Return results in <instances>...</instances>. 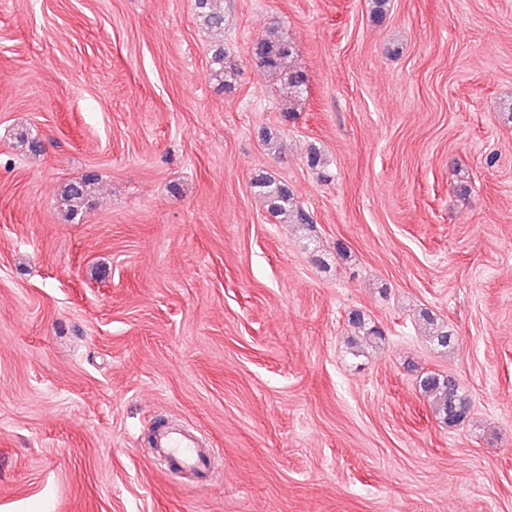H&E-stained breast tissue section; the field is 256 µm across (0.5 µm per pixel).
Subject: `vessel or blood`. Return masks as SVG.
Masks as SVG:
<instances>
[{
  "label": "vessel or blood",
  "instance_id": "obj_1",
  "mask_svg": "<svg viewBox=\"0 0 512 512\" xmlns=\"http://www.w3.org/2000/svg\"><path fill=\"white\" fill-rule=\"evenodd\" d=\"M153 443L165 466L202 472L207 468L217 450L205 443L202 435L187 426L158 425L153 433Z\"/></svg>",
  "mask_w": 512,
  "mask_h": 512
}]
</instances>
